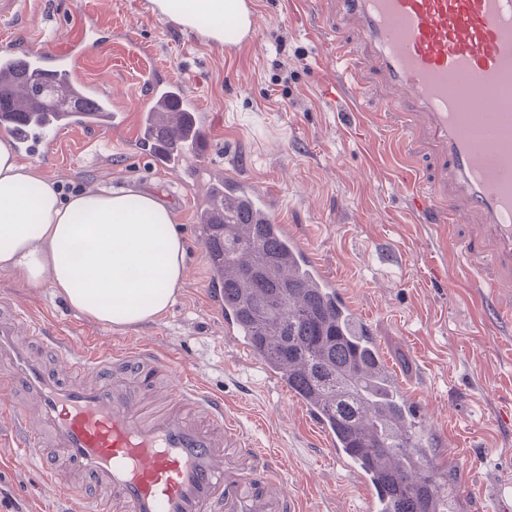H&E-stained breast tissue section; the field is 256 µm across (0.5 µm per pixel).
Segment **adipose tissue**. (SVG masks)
I'll list each match as a JSON object with an SVG mask.
<instances>
[{
    "label": "adipose tissue",
    "instance_id": "ef3b65f1",
    "mask_svg": "<svg viewBox=\"0 0 512 512\" xmlns=\"http://www.w3.org/2000/svg\"><path fill=\"white\" fill-rule=\"evenodd\" d=\"M154 13L217 44L247 34V0H151ZM0 269L50 284L88 319L128 328L176 302L185 243L173 209L150 193L95 190L61 197L14 141L0 137Z\"/></svg>",
    "mask_w": 512,
    "mask_h": 512
}]
</instances>
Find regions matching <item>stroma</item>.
Here are the masks:
<instances>
[{
	"label": "stroma",
	"mask_w": 512,
	"mask_h": 512,
	"mask_svg": "<svg viewBox=\"0 0 512 512\" xmlns=\"http://www.w3.org/2000/svg\"><path fill=\"white\" fill-rule=\"evenodd\" d=\"M85 2L79 12L73 0H27L18 16L0 20V32L25 30L37 47L65 49L95 30L81 67L126 110L115 136L62 130L44 140L35 169L73 192L157 193L172 205L185 240L184 282L167 314L120 330L83 317L49 285L23 286L5 270L0 298L33 317H55L78 340L107 336L116 345L183 355L188 374L223 392L247 447L276 455L277 473L299 492L304 512H358L362 489L329 458L300 400L273 387L241 343L224 337L207 287L206 248L190 217L202 200L200 184L181 187L131 147L145 73L169 72L189 86L212 132L210 167L249 179L271 199L281 223L353 298L402 391L424 406V443L454 488V512H493L490 494L512 482V325L494 322L496 306L512 303V281L480 306L464 285L449 284L464 262L457 243L482 248L490 235L472 215L445 236L409 209L394 143L377 112L394 89L357 27L341 22L353 50L350 68L365 85L351 112L327 102L333 74L321 59L326 34L314 17L292 14V0H250L257 28L236 45L183 29L152 12L150 0ZM133 39L145 48L141 56L129 51ZM16 451L0 439V512H81L64 484L12 466Z\"/></svg>",
	"instance_id": "stroma-1"
}]
</instances>
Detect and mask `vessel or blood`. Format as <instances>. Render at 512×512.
I'll return each instance as SVG.
<instances>
[{
  "mask_svg": "<svg viewBox=\"0 0 512 512\" xmlns=\"http://www.w3.org/2000/svg\"><path fill=\"white\" fill-rule=\"evenodd\" d=\"M361 37L377 54L395 88L383 98L384 114L414 110L410 135L426 132L439 146L444 180L410 176L406 186L413 210L444 224L442 202L456 183L469 211L482 216L494 236L492 262L512 267V0H340ZM81 47L58 51L31 49L26 41L0 45V93L29 121L13 126L11 113L0 127L11 128L20 151L35 153L43 136L61 128H87L109 134L123 124L110 107L104 84L85 79ZM325 54L338 74L326 89L329 98L356 106L360 83L341 74L351 54L348 45L327 43ZM49 77L53 109L42 112L20 69ZM189 99L187 85L174 77L149 76L137 102L138 144L153 169L192 174L172 158L184 149L199 161L209 159L212 141L202 118L171 108L173 97ZM209 204L196 208L194 223L219 224L225 210L244 213L247 222L268 225L288 241V269L323 289L337 317L358 321V309L338 280L329 276L311 249L287 225L251 183L231 176L209 180ZM184 358L152 346L106 353L103 340L75 342L55 319L29 321L16 307L0 314V389L8 396L19 450L13 464L35 467L45 481L63 472L78 474L70 495L84 485L106 495L91 512H298L299 496L276 475L270 449L246 448L228 414L223 394L184 376ZM332 458L362 484L367 512H389L391 498L374 470L326 432ZM245 448L249 466L232 464L228 451Z\"/></svg>",
  "mask_w": 512,
  "mask_h": 512,
  "instance_id": "obj_1",
  "label": "vessel or blood"
}]
</instances>
